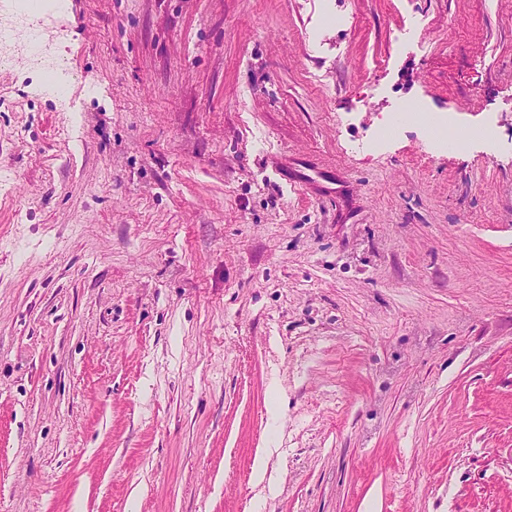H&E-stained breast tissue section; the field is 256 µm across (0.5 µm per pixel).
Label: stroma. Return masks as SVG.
<instances>
[{
  "mask_svg": "<svg viewBox=\"0 0 512 512\" xmlns=\"http://www.w3.org/2000/svg\"><path fill=\"white\" fill-rule=\"evenodd\" d=\"M53 28L66 102L0 69V512H512V0Z\"/></svg>",
  "mask_w": 512,
  "mask_h": 512,
  "instance_id": "obj_1",
  "label": "stroma"
}]
</instances>
